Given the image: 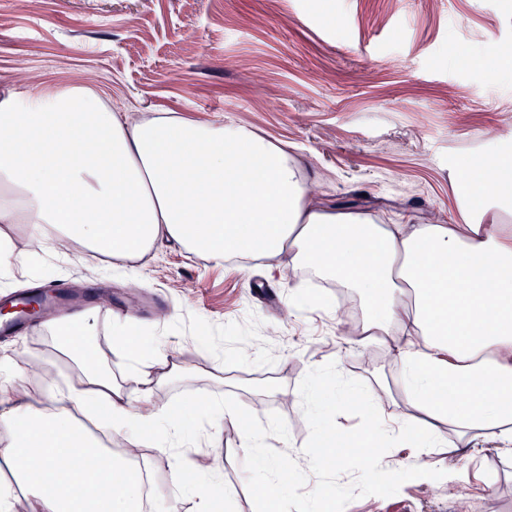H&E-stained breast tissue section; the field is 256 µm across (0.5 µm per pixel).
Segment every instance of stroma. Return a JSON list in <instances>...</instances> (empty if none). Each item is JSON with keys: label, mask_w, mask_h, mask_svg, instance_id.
<instances>
[{"label": "stroma", "mask_w": 512, "mask_h": 512, "mask_svg": "<svg viewBox=\"0 0 512 512\" xmlns=\"http://www.w3.org/2000/svg\"><path fill=\"white\" fill-rule=\"evenodd\" d=\"M512 0H0V95L75 86L93 73L92 90L135 123L153 112L199 121L235 122L287 145L309 164L310 190L322 203L371 212L391 224H459L465 215L459 165L473 155L512 154ZM40 74L27 82L24 72ZM74 279L111 297L131 289L159 297L151 314L128 310L148 345L177 349L190 366L158 386L159 403L184 407L191 430L212 418L191 397L214 395L267 430L266 451L284 441L301 455L316 425L309 387L394 384L397 366L381 346L359 348L348 324L336 323L332 288H311L309 306L288 314L299 271L268 279L262 266L243 270L202 260L170 240L131 274H117L81 254L46 255L16 272L9 291ZM91 335L122 378L129 353L111 343L110 306L90 305ZM34 338L0 340V356L39 359L49 376L31 388L74 377L52 327ZM234 346L216 364L200 337ZM340 366L339 379H324ZM240 433L225 421L219 447L195 452L143 448L155 485L175 492L173 475L209 457L227 494V512H267L242 472ZM341 495L342 512H456L447 490L408 477L371 479L358 458L340 471H315L298 484L292 512H305L307 491ZM477 512H512V454L489 451L463 487Z\"/></svg>", "instance_id": "stroma-1"}]
</instances>
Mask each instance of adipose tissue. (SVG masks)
<instances>
[{
  "label": "adipose tissue",
  "mask_w": 512,
  "mask_h": 512,
  "mask_svg": "<svg viewBox=\"0 0 512 512\" xmlns=\"http://www.w3.org/2000/svg\"><path fill=\"white\" fill-rule=\"evenodd\" d=\"M472 202L461 224H379L365 211L336 210L313 199L304 164L257 131L156 112L130 124L91 90L72 87L17 98L0 96V274L32 265L70 240L119 269L173 240L205 260L268 274L293 264L310 281L340 288L365 314L356 342L382 344L397 363L395 387L348 388L337 405L364 415L348 441L315 429L303 455H267L266 431L244 428L240 458L263 473L255 482L274 512L306 471L340 468L355 454L370 469L387 463L381 448L414 441L411 472L425 475L435 449L448 451L449 482L465 483L490 439L512 444V158L464 160ZM22 227L28 249L11 234ZM59 351L78 379L66 390L33 396L17 359L0 388V462L15 487L0 486V512H13L22 489L28 512H139L144 469L113 458L74 415L94 411L103 434L138 449L195 448L181 409L155 402L154 388L184 371L170 353L143 351L130 324L116 325L131 360L123 381L101 371L83 322H71ZM402 406L384 417L382 399ZM66 469H58V459ZM212 463L179 471L196 512H215Z\"/></svg>",
  "instance_id": "1"
}]
</instances>
